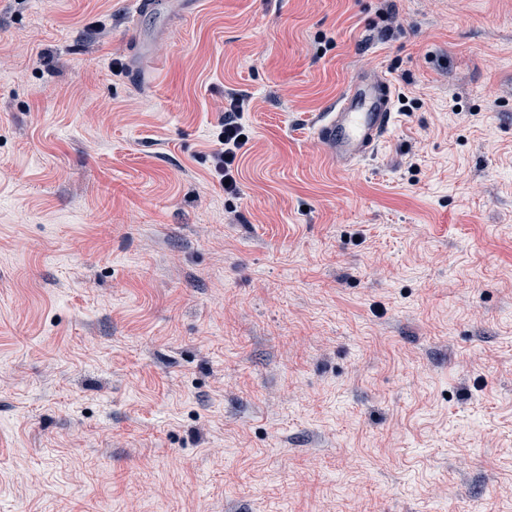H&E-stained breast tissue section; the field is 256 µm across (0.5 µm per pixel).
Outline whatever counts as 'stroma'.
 Here are the masks:
<instances>
[{"mask_svg":"<svg viewBox=\"0 0 512 512\" xmlns=\"http://www.w3.org/2000/svg\"><path fill=\"white\" fill-rule=\"evenodd\" d=\"M133 3L0 0V512H512V0ZM393 88L382 73L357 75L320 119L316 142L333 163L349 166L368 157L392 122ZM246 98L237 93H229L224 105V123L217 134L219 148L212 152V173L219 179L224 187L225 194L238 195L239 188L236 179L239 157L245 152V146L249 143V132L242 120L245 112ZM245 140L239 141V137ZM230 179L228 184H224Z\"/></svg>","mask_w":512,"mask_h":512,"instance_id":"stroma-1","label":"stroma"}]
</instances>
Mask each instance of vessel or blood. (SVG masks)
Listing matches in <instances>:
<instances>
[{
  "instance_id": "vessel-or-blood-1",
  "label": "vessel or blood",
  "mask_w": 512,
  "mask_h": 512,
  "mask_svg": "<svg viewBox=\"0 0 512 512\" xmlns=\"http://www.w3.org/2000/svg\"><path fill=\"white\" fill-rule=\"evenodd\" d=\"M392 97V84L384 74L353 77L317 127L321 153L342 166L368 157L389 130Z\"/></svg>"
}]
</instances>
